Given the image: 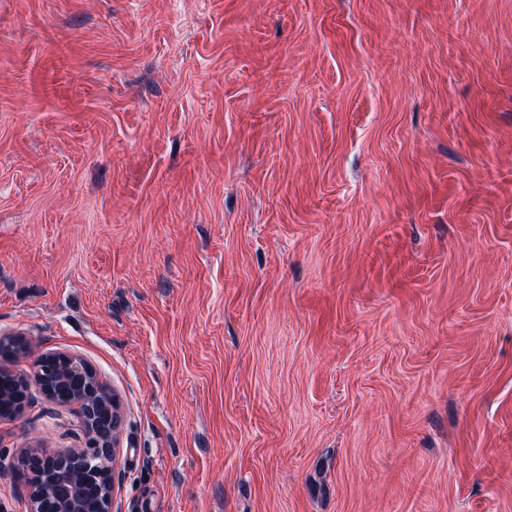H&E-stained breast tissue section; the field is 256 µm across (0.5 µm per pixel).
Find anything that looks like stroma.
<instances>
[{"mask_svg": "<svg viewBox=\"0 0 512 512\" xmlns=\"http://www.w3.org/2000/svg\"><path fill=\"white\" fill-rule=\"evenodd\" d=\"M17 335L112 512H512V0H0ZM83 443L0 419V512ZM40 359L42 364L51 365L62 360L72 373L83 376L84 389L66 400L63 406L77 405L80 419L88 427L89 433L86 434L83 448H69L54 453L34 452L26 456L24 461L34 471H29V485L35 484L38 488L45 485V479L39 473L52 477L47 489H30L27 511L88 512L98 508L102 512H112L114 481L108 463L117 454L115 434L121 426L116 401L100 383L94 369L75 355L56 351L43 354ZM92 461H100L102 465L90 471ZM82 462L86 466L82 467ZM93 475H99L106 482L94 489L88 483V478Z\"/></svg>", "mask_w": 512, "mask_h": 512, "instance_id": "35a3bbf8", "label": "stroma"}]
</instances>
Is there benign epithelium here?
<instances>
[{"label":"benign epithelium","mask_w":512,"mask_h":512,"mask_svg":"<svg viewBox=\"0 0 512 512\" xmlns=\"http://www.w3.org/2000/svg\"><path fill=\"white\" fill-rule=\"evenodd\" d=\"M60 360L84 378V389L66 400V405L78 407L88 433L81 448L26 456L29 468L51 476L48 488L30 490L28 512H92L96 508L112 512L114 481L108 463L117 454L115 434L121 426L116 401L94 369L80 358L63 351L41 356L42 362L51 365Z\"/></svg>","instance_id":"1"}]
</instances>
